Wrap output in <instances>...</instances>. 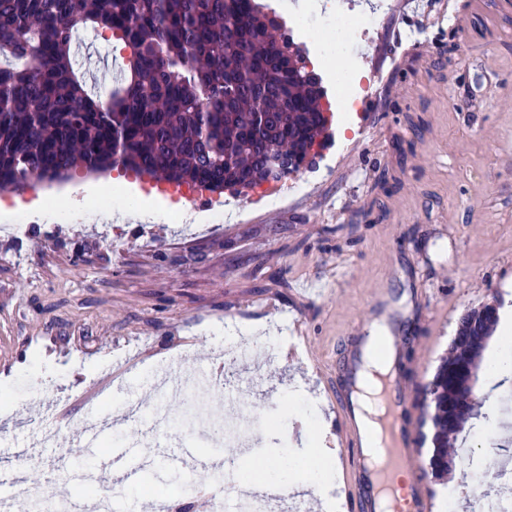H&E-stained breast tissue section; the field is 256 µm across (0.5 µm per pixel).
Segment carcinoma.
Listing matches in <instances>:
<instances>
[{
    "instance_id": "1",
    "label": "carcinoma",
    "mask_w": 512,
    "mask_h": 512,
    "mask_svg": "<svg viewBox=\"0 0 512 512\" xmlns=\"http://www.w3.org/2000/svg\"><path fill=\"white\" fill-rule=\"evenodd\" d=\"M87 29L129 50L105 100L74 67ZM306 61L255 0H0V189L116 167L231 189L265 180L272 150L297 173L327 130ZM475 312L423 391L435 474L452 467L448 439L477 405L448 374L462 360L479 368L496 320Z\"/></svg>"
}]
</instances>
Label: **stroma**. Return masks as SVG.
Listing matches in <instances>:
<instances>
[{
    "instance_id": "stroma-1",
    "label": "stroma",
    "mask_w": 512,
    "mask_h": 512,
    "mask_svg": "<svg viewBox=\"0 0 512 512\" xmlns=\"http://www.w3.org/2000/svg\"><path fill=\"white\" fill-rule=\"evenodd\" d=\"M391 2L379 29L350 48L375 111L337 117L341 151L332 165L300 170L304 188L286 204L188 227L172 223L174 202L127 182L126 196L144 198L152 217L143 238L120 220V204L109 218L96 210L112 177L79 174L61 203L83 212V223L44 220L25 235H0V470L24 473L46 496L66 487L81 457L63 440L79 428L84 442L120 459L111 470L121 479L119 512H151L156 497L141 487L162 479L165 454L224 445L223 410L208 391L191 385L179 401L164 400L170 361L197 378L232 341L246 353L241 395L256 423L240 465L276 469L284 446L297 464L291 484H304L317 459L298 410L317 406L318 446L339 448L320 368L342 364L361 321L383 316L411 340L396 372L417 434L414 463L428 473L432 428L420 391L459 317L496 301L512 320V23L502 0ZM386 172L394 181L382 182ZM307 282L316 291H303ZM280 316L302 325V355L290 356L270 330ZM229 320L238 333H227ZM160 403L176 421L204 414L208 434L131 438L119 427L129 408ZM463 443L467 453L427 489L436 498L451 487L459 512H469L472 478L496 480L503 440L494 409ZM223 495V482L201 472L168 498L171 512H198L199 499Z\"/></svg>"
}]
</instances>
